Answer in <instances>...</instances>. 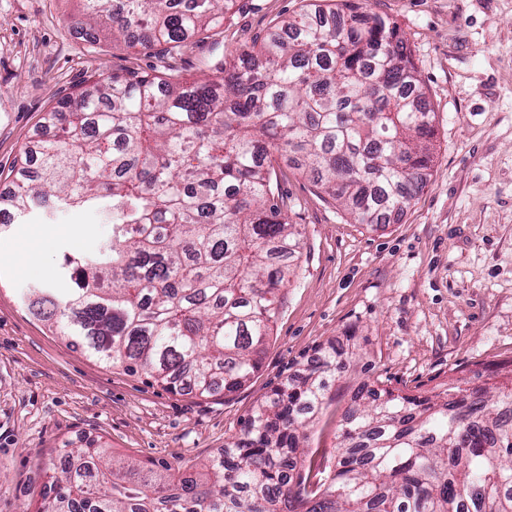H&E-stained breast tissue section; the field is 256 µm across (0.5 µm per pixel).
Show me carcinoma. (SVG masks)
Masks as SVG:
<instances>
[{"label": "carcinoma", "mask_w": 512, "mask_h": 512, "mask_svg": "<svg viewBox=\"0 0 512 512\" xmlns=\"http://www.w3.org/2000/svg\"><path fill=\"white\" fill-rule=\"evenodd\" d=\"M233 0H85L80 21L128 47L179 50ZM218 75L128 71L43 117L38 171L0 206L95 210L111 237L61 257L67 287L27 310L98 361L215 397L258 369L300 233L275 197L272 156L310 173L359 224H386L422 190L433 119L397 25L355 0L282 21ZM346 350L330 342L277 387L224 455L192 476L63 449L44 512H512V375L458 377L434 395L362 384L330 482L306 485L305 430Z\"/></svg>", "instance_id": "cac0c4a2"}]
</instances>
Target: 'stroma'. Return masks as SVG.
<instances>
[{"label":"stroma","mask_w":512,"mask_h":512,"mask_svg":"<svg viewBox=\"0 0 512 512\" xmlns=\"http://www.w3.org/2000/svg\"><path fill=\"white\" fill-rule=\"evenodd\" d=\"M396 22L433 111L432 167L404 213L359 224L284 160L276 193L302 232L297 269L259 370L212 398L173 394L73 348L22 297L61 287L59 256L95 252L111 225L92 211L35 216L0 235V512H38L68 445L183 474L224 452L245 419L316 348L356 343L307 428L302 473L336 469L343 413L359 383L442 390L450 376L512 362V0H366ZM235 0L223 28L181 51L130 49L77 33L83 0H0V194L57 99L99 75L129 70L193 80L214 74L302 4Z\"/></svg>","instance_id":"35a3bbf8"}]
</instances>
